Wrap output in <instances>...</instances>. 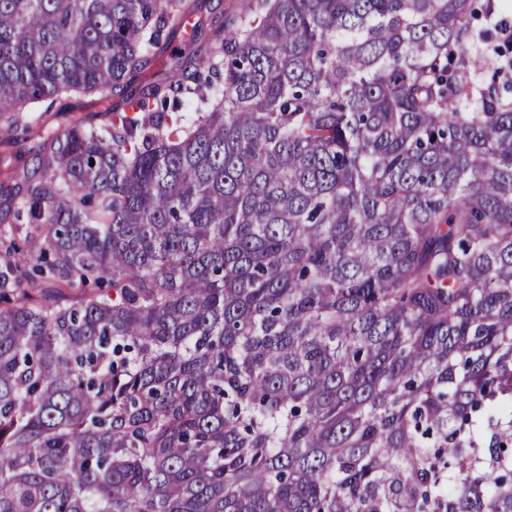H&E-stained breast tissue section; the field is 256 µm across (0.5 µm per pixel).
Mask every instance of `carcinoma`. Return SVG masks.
<instances>
[{
  "label": "carcinoma",
  "mask_w": 512,
  "mask_h": 512,
  "mask_svg": "<svg viewBox=\"0 0 512 512\" xmlns=\"http://www.w3.org/2000/svg\"><path fill=\"white\" fill-rule=\"evenodd\" d=\"M195 8L0 0V512H512L491 4ZM244 0H198V9L196 10L194 17L196 21V30L191 39H187L183 31L176 32L171 38V41L165 50V52L159 57L154 70L150 73V77L146 79L149 81L152 79V73L157 72L163 68L164 62L169 60L171 54L184 53L188 51L194 40H205L210 36V18L214 13L224 12V17H232L240 8V4ZM37 139L32 135L29 139L12 144L0 143V158H4L5 164L17 166L27 165L33 168V151L37 144Z\"/></svg>",
  "instance_id": "cac0c4a2"
}]
</instances>
